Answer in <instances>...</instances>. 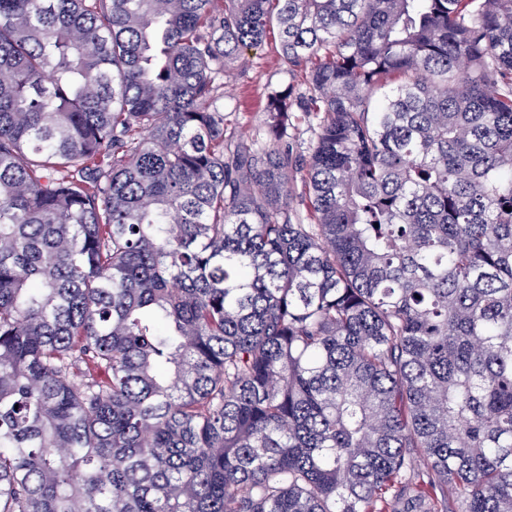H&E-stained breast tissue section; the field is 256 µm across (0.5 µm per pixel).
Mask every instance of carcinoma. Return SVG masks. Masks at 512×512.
<instances>
[{
	"label": "carcinoma",
	"instance_id": "1",
	"mask_svg": "<svg viewBox=\"0 0 512 512\" xmlns=\"http://www.w3.org/2000/svg\"><path fill=\"white\" fill-rule=\"evenodd\" d=\"M0 512H512V0H0ZM278 33L270 30L265 44L244 53L242 63H236L224 79V114L236 110L237 133L250 140L263 118L266 94L271 87L281 84L280 59L276 53Z\"/></svg>",
	"mask_w": 512,
	"mask_h": 512
}]
</instances>
